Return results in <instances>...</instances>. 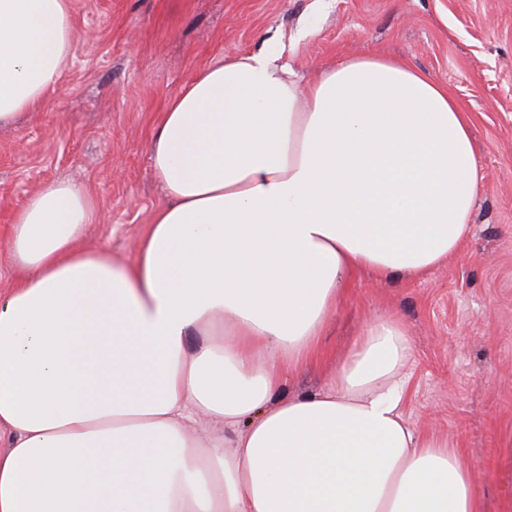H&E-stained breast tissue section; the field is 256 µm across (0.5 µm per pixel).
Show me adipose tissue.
Instances as JSON below:
<instances>
[{
  "instance_id": "ef3b65f1",
  "label": "adipose tissue",
  "mask_w": 512,
  "mask_h": 512,
  "mask_svg": "<svg viewBox=\"0 0 512 512\" xmlns=\"http://www.w3.org/2000/svg\"><path fill=\"white\" fill-rule=\"evenodd\" d=\"M76 41L70 0H0V124L59 86ZM150 164L167 202L132 261L80 248V186L15 214L0 512H484L462 455L398 408L399 317L323 389L285 391L357 273L419 276L465 243L482 175L447 87L388 57L302 83L236 56L169 100ZM198 415L229 437L202 440Z\"/></svg>"
}]
</instances>
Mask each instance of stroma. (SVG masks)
Here are the masks:
<instances>
[{"mask_svg":"<svg viewBox=\"0 0 512 512\" xmlns=\"http://www.w3.org/2000/svg\"><path fill=\"white\" fill-rule=\"evenodd\" d=\"M76 50L60 90L0 128V291L13 216L67 179L96 202L84 247L126 262L165 201L149 144L168 101L201 68L269 47L310 79L357 56H391L445 83L467 112L483 192L465 245L419 278L364 272L330 316L293 392L319 390L370 321H403L413 355L400 409L449 439L484 485L512 500V0H71Z\"/></svg>","mask_w":512,"mask_h":512,"instance_id":"1","label":"stroma"}]
</instances>
